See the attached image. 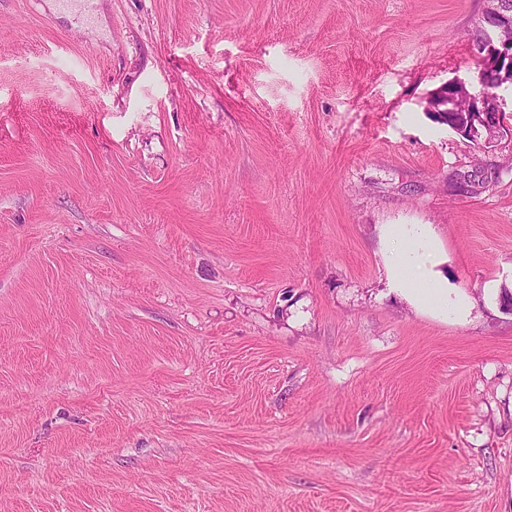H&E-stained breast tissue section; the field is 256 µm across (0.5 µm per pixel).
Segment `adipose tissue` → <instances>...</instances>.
Returning <instances> with one entry per match:
<instances>
[{
  "mask_svg": "<svg viewBox=\"0 0 512 512\" xmlns=\"http://www.w3.org/2000/svg\"><path fill=\"white\" fill-rule=\"evenodd\" d=\"M389 261L396 290L418 306L455 316H465L468 301L461 295H450L433 281L432 253L425 227L398 224L388 231Z\"/></svg>",
  "mask_w": 512,
  "mask_h": 512,
  "instance_id": "obj_1",
  "label": "adipose tissue"
}]
</instances>
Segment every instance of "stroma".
Returning <instances> with one entry per match:
<instances>
[{
	"instance_id": "1",
	"label": "stroma",
	"mask_w": 512,
	"mask_h": 512,
	"mask_svg": "<svg viewBox=\"0 0 512 512\" xmlns=\"http://www.w3.org/2000/svg\"><path fill=\"white\" fill-rule=\"evenodd\" d=\"M485 6L0 0V512H512V138L426 112ZM389 261L395 289L418 306L463 317L468 311L464 296L448 294L433 282L432 253L427 229L395 224L388 230Z\"/></svg>"
}]
</instances>
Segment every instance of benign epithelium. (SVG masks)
Returning a JSON list of instances; mask_svg holds the SVG:
<instances>
[{
	"mask_svg": "<svg viewBox=\"0 0 512 512\" xmlns=\"http://www.w3.org/2000/svg\"><path fill=\"white\" fill-rule=\"evenodd\" d=\"M490 35L487 49L480 55L483 70L500 71L501 83H512V15L495 10L484 16ZM505 95L495 92L475 94L471 86L457 78L433 93L427 102L435 121L463 137L491 145L506 134L512 135V114L507 112Z\"/></svg>",
	"mask_w": 512,
	"mask_h": 512,
	"instance_id": "obj_1",
	"label": "benign epithelium"
}]
</instances>
